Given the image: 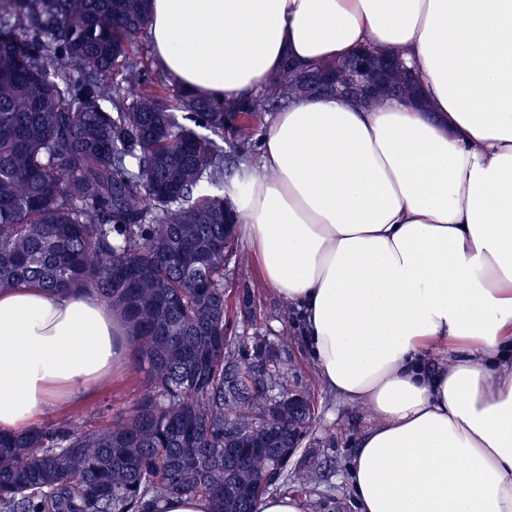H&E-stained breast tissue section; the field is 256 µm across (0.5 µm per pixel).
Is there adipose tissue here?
Listing matches in <instances>:
<instances>
[{
    "label": "adipose tissue",
    "mask_w": 512,
    "mask_h": 512,
    "mask_svg": "<svg viewBox=\"0 0 512 512\" xmlns=\"http://www.w3.org/2000/svg\"><path fill=\"white\" fill-rule=\"evenodd\" d=\"M152 50L202 98L286 59L405 53L427 109L306 98L226 188L321 385L370 423L359 512H512V0H151ZM91 291L0 293V432L128 367Z\"/></svg>",
    "instance_id": "ef3b65f1"
}]
</instances>
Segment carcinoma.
I'll use <instances>...</instances> for the list:
<instances>
[{"label":"carcinoma","mask_w":512,"mask_h":512,"mask_svg":"<svg viewBox=\"0 0 512 512\" xmlns=\"http://www.w3.org/2000/svg\"><path fill=\"white\" fill-rule=\"evenodd\" d=\"M148 10L0 0V291H94L150 382L100 427L0 433V512H154L173 495L257 512L312 422L271 398L285 368L224 342V134L304 94L285 66L266 95L168 99L129 52Z\"/></svg>","instance_id":"cac0c4a2"}]
</instances>
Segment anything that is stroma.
I'll return each mask as SVG.
<instances>
[{"instance_id":"obj_1","label":"stroma","mask_w":512,"mask_h":512,"mask_svg":"<svg viewBox=\"0 0 512 512\" xmlns=\"http://www.w3.org/2000/svg\"><path fill=\"white\" fill-rule=\"evenodd\" d=\"M234 252L224 268V334L232 352L242 360L284 364L288 375L281 390L308 393L314 407L311 428L269 491L301 496L307 512H356L349 490L350 464L368 413L324 390L303 340L297 312L266 288L258 266L246 258L244 236H237ZM147 386L144 372L129 368L114 375L109 390L97 389L68 408L48 410L40 421L54 424L68 419L97 426L109 416L128 410ZM298 473L307 475L305 484L295 482Z\"/></svg>"}]
</instances>
